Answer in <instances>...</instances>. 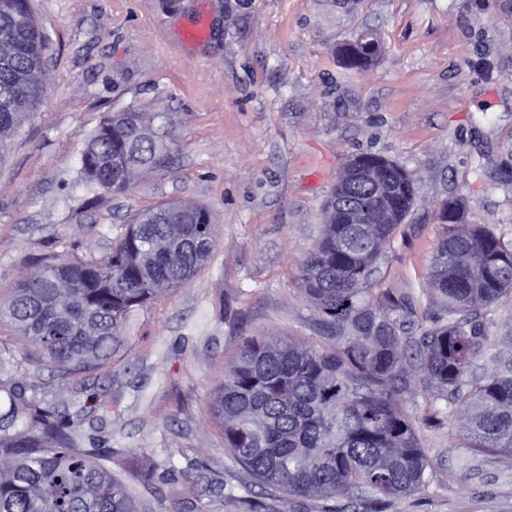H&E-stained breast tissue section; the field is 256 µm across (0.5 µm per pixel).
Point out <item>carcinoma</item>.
<instances>
[{"label": "carcinoma", "mask_w": 512, "mask_h": 512, "mask_svg": "<svg viewBox=\"0 0 512 512\" xmlns=\"http://www.w3.org/2000/svg\"><path fill=\"white\" fill-rule=\"evenodd\" d=\"M47 39L30 0H0V158L21 117L47 93ZM380 51L377 38L344 50L354 70ZM167 112H108L84 139L79 181L88 195L120 194L141 172L167 165ZM385 169L400 216L379 224L369 199L368 233L336 223L325 204L323 229L299 279L314 308L321 349L249 338L224 374L211 411L230 461L251 482L284 500L338 493L362 512H385L390 498L416 493L430 461L402 396L425 409L446 402L463 445L512 457V356L477 358L492 343L481 312L512 295V243L482 224L462 223L449 202L426 287L396 294L377 277L383 249L409 214L415 185L377 155L348 160ZM203 205L190 214L163 202L137 215L101 261H50L21 279L0 321L8 320L41 360L76 375L112 360L135 308L191 281L216 245ZM419 370L412 388V371ZM0 414V512H139L130 489L80 448L81 411L58 420L17 385Z\"/></svg>", "instance_id": "obj_1"}]
</instances>
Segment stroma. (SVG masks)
Returning a JSON list of instances; mask_svg holds the SVG:
<instances>
[{
    "label": "stroma",
    "instance_id": "stroma-1",
    "mask_svg": "<svg viewBox=\"0 0 512 512\" xmlns=\"http://www.w3.org/2000/svg\"><path fill=\"white\" fill-rule=\"evenodd\" d=\"M49 41L46 98L0 157V300L47 259L105 258L137 213L173 198L208 206L217 244L198 275L131 313L112 367L71 377L38 364L13 325L0 372L61 411L84 406V449L143 512H317L232 469L209 406L244 338L318 348L299 266L348 156L393 160L417 186L380 262L381 285L424 288L461 201L468 223L512 242V0H32ZM377 36L370 66L344 46ZM169 113L167 168L86 199L74 181L86 134L108 112ZM430 459L425 485L388 512H512V458L463 447L457 418L433 423L404 395ZM194 459L200 488L174 480ZM238 489L224 500L225 486Z\"/></svg>",
    "mask_w": 512,
    "mask_h": 512
}]
</instances>
